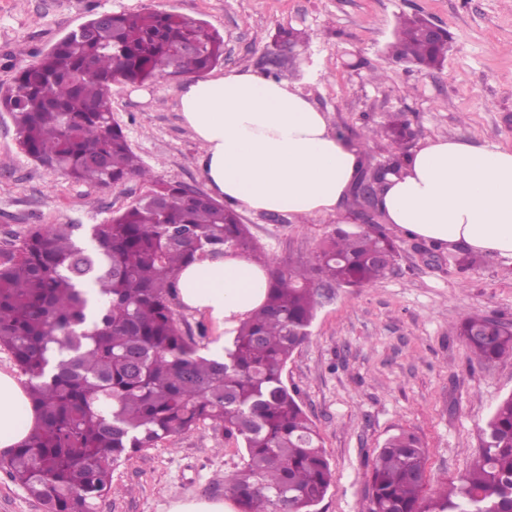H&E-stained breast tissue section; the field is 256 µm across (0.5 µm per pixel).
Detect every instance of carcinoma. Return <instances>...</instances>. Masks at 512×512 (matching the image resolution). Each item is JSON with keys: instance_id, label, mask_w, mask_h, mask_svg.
Segmentation results:
<instances>
[{"instance_id": "cac0c4a2", "label": "carcinoma", "mask_w": 512, "mask_h": 512, "mask_svg": "<svg viewBox=\"0 0 512 512\" xmlns=\"http://www.w3.org/2000/svg\"><path fill=\"white\" fill-rule=\"evenodd\" d=\"M426 18L399 17L395 57L439 68L448 42L429 43ZM71 32L23 68L0 94L21 151L67 177L110 188L130 178L151 194L103 224L90 249L76 224L31 229L0 249V348L28 377L36 430L0 467L45 512H96L112 468L174 434L204 424L241 440V468L224 477L239 512H316L332 482L321 436L283 381L308 338L318 288H366L385 277L396 247L380 227H342L313 259L282 270L258 253L237 212L205 192L153 180L112 121L110 88L204 73L224 59V38L177 13H107ZM194 45L188 54L177 53ZM402 152V114L368 130ZM248 254L268 266L265 303L243 320L224 361L183 335L170 300L178 272L196 257ZM458 330L479 362L512 356V329L466 314ZM472 469L444 491L420 498L426 478L419 439L400 433L379 449L369 512H512V394L487 423Z\"/></svg>"}]
</instances>
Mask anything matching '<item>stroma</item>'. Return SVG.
<instances>
[{
  "mask_svg": "<svg viewBox=\"0 0 512 512\" xmlns=\"http://www.w3.org/2000/svg\"><path fill=\"white\" fill-rule=\"evenodd\" d=\"M143 9L194 17L223 34L220 73L264 74L278 30L306 32L307 41L282 57L278 78L301 83L334 132L361 147L362 174L393 157L387 137H365L391 112L410 125V152L440 137L512 148V0H0V90L92 14ZM403 14L448 29L441 69L422 70L388 54ZM180 87L156 79L146 100L132 86L115 87L112 117L156 179L201 189L200 147L177 110ZM149 189L137 178L102 189L41 166L20 150L13 120L0 110V248L39 225L102 223ZM362 206L352 197L345 216L303 223L285 214L239 216L273 265L296 267L341 221L361 231ZM375 221L385 224L380 215ZM385 226L398 246L394 266L370 288L320 287L310 335L284 369L333 471L319 512H366L372 462L402 431L425 450L423 497L444 490L473 465L494 407L512 394V357L474 361L457 333L465 313L512 327V263L474 251L471 267L462 269L454 251ZM243 455L221 429L175 434L116 467L97 512H169L178 501L224 500L219 481L240 468Z\"/></svg>",
  "mask_w": 512,
  "mask_h": 512,
  "instance_id": "35a3bbf8",
  "label": "stroma"
}]
</instances>
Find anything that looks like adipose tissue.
<instances>
[{
    "label": "adipose tissue",
    "instance_id": "adipose-tissue-1",
    "mask_svg": "<svg viewBox=\"0 0 512 512\" xmlns=\"http://www.w3.org/2000/svg\"><path fill=\"white\" fill-rule=\"evenodd\" d=\"M177 106L201 147L211 196L236 210L299 219L344 213L363 152L336 137L327 113L295 84L223 73L187 81ZM377 204L409 236L512 260V149L427 141L387 175ZM268 285L266 268L231 253L184 266L178 299L230 332L264 304ZM36 423L19 379L0 370V453L23 444Z\"/></svg>",
    "mask_w": 512,
    "mask_h": 512
}]
</instances>
